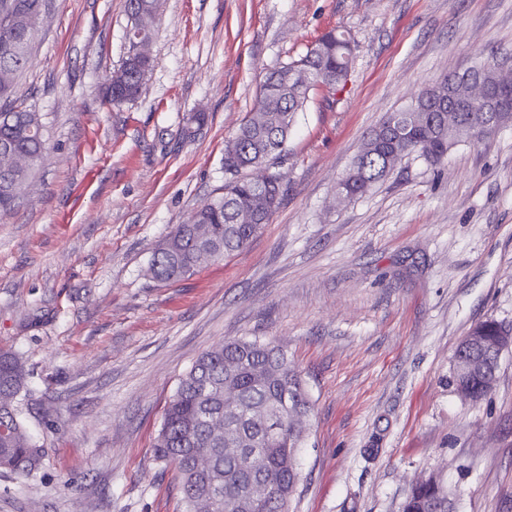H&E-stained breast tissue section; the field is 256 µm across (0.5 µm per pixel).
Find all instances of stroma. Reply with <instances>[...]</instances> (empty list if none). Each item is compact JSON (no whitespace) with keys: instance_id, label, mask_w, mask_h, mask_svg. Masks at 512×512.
Returning <instances> with one entry per match:
<instances>
[{"instance_id":"obj_1","label":"stroma","mask_w":512,"mask_h":512,"mask_svg":"<svg viewBox=\"0 0 512 512\" xmlns=\"http://www.w3.org/2000/svg\"><path fill=\"white\" fill-rule=\"evenodd\" d=\"M124 2L48 0L16 85L46 149L0 218V348L26 362L43 462L0 471V512H183L153 451L164 409L202 352L254 337L287 351L313 403L292 512H402L432 476L456 512H512V350L482 399L453 384L475 324L512 326V122L336 198L423 87L491 60L512 77V0H162L151 74L115 105ZM332 29L357 44L348 81L298 113L270 224L189 279L150 278L153 250L222 195L224 144L265 75Z\"/></svg>"}]
</instances>
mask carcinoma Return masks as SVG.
<instances>
[{"instance_id": "obj_1", "label": "carcinoma", "mask_w": 512, "mask_h": 512, "mask_svg": "<svg viewBox=\"0 0 512 512\" xmlns=\"http://www.w3.org/2000/svg\"><path fill=\"white\" fill-rule=\"evenodd\" d=\"M45 0H0V155L19 158L40 155L45 148L39 113L14 96L17 75L29 61V49ZM127 14L137 16L127 31L128 42L152 37L160 0H125ZM355 41L329 31L298 58L270 72L260 84L257 101L237 133L224 145V170L235 180L224 194L204 202L195 223L179 224L153 252L148 266L152 279L167 283L194 275L210 258L216 260L244 249L270 222L284 190L277 175L258 182L246 172L280 158L297 112L309 93L323 85L345 86L353 62ZM152 69L151 59L127 55L108 79L104 97L116 104L135 99ZM496 66L448 75L423 89L408 109L390 114L369 133L358 163L336 185L349 198L366 193L387 176V161L402 162L416 155L438 163L462 139L480 140L474 133L458 135L448 128V109L459 89L475 80L493 82ZM500 116L512 121V95L493 96L467 105L465 116ZM0 158V216L10 212L31 176L28 168ZM27 370L21 359L0 351V471L27 476L40 464L42 450L24 426L19 396ZM235 400L224 398V390ZM312 402L301 375L287 353L272 341L232 339L202 353L180 379L170 400L155 444L160 460L176 464L187 512H284L300 481L297 454L305 430L291 423L290 412L310 413ZM240 449V454L226 452ZM265 454L266 476L275 489L269 496L250 495L259 476L245 463L247 452ZM206 465L197 467V459ZM443 485L430 479L415 486L402 512H454Z\"/></svg>"}]
</instances>
